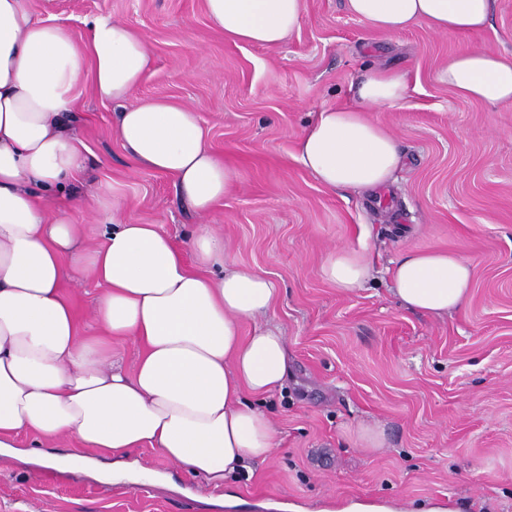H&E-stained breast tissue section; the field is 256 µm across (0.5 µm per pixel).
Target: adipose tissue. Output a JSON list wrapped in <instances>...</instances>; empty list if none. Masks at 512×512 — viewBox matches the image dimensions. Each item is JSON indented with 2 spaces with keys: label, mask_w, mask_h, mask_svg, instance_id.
<instances>
[{
  "label": "adipose tissue",
  "mask_w": 512,
  "mask_h": 512,
  "mask_svg": "<svg viewBox=\"0 0 512 512\" xmlns=\"http://www.w3.org/2000/svg\"><path fill=\"white\" fill-rule=\"evenodd\" d=\"M491 7L492 0H346L353 16L388 35L419 23L438 33L478 31ZM206 10L234 43L276 48L299 28L304 0H206ZM148 63L145 37L123 22L98 16L77 36L34 19L28 0H0V449L48 469L106 457L119 478L125 457L150 447L219 488L275 450L272 422L253 402L280 388L287 372L286 336L266 319L275 284L225 264L224 239L209 225L187 243L193 271L158 225L138 223L120 200L105 211L94 247L73 217L85 198L53 209L44 202L69 188L84 164L67 117L86 78L117 103L116 133L131 160L169 176L197 215L239 184L194 107L132 100ZM439 78L463 97L512 104V60L500 54L461 50ZM408 91L407 72L369 69L359 106L322 108L298 141V161L329 190L388 187L401 154L367 111L401 106ZM88 274L103 290L84 323L63 284ZM322 274L350 292L372 277L373 265L342 249ZM390 279L406 308L441 317L466 304L472 272L458 255L411 251L393 262ZM245 321L254 324L247 336ZM115 337L135 345L133 371L113 362ZM24 434L37 447H20ZM70 437L78 448L51 451Z\"/></svg>",
  "instance_id": "adipose-tissue-1"
}]
</instances>
